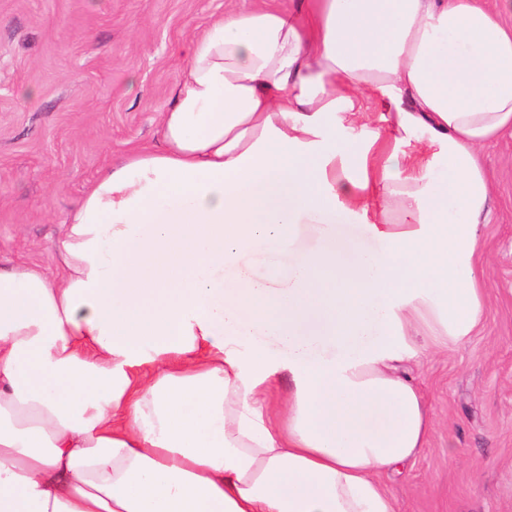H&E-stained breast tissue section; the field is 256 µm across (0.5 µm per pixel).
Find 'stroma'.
I'll list each match as a JSON object with an SVG mask.
<instances>
[{
  "label": "stroma",
  "mask_w": 512,
  "mask_h": 512,
  "mask_svg": "<svg viewBox=\"0 0 512 512\" xmlns=\"http://www.w3.org/2000/svg\"><path fill=\"white\" fill-rule=\"evenodd\" d=\"M244 0H0V266L56 274L52 243L110 162L159 142V115L187 64L185 41ZM492 214L474 269L483 322L446 346L418 334L407 370L433 430L391 480L399 512H512V131L486 145ZM257 250L243 266L283 288L296 253Z\"/></svg>",
  "instance_id": "35a3bbf8"
}]
</instances>
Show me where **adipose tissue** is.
<instances>
[{
    "instance_id": "obj_1",
    "label": "adipose tissue",
    "mask_w": 512,
    "mask_h": 512,
    "mask_svg": "<svg viewBox=\"0 0 512 512\" xmlns=\"http://www.w3.org/2000/svg\"><path fill=\"white\" fill-rule=\"evenodd\" d=\"M185 51L159 146L87 188L58 275L0 268V512H398L380 477L432 432L407 338L485 312L512 29L472 0H254ZM340 215L377 250L344 258ZM311 222L287 287L239 268Z\"/></svg>"
}]
</instances>
